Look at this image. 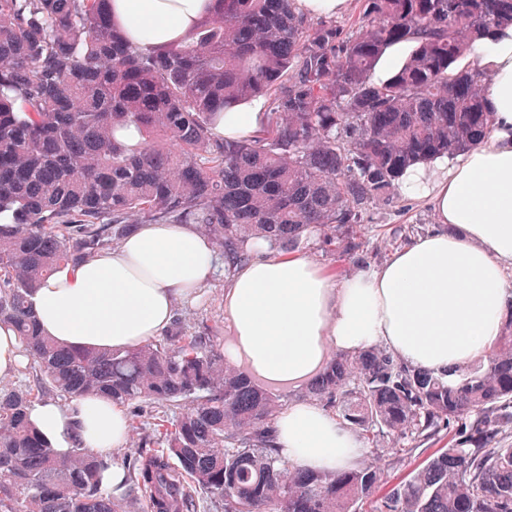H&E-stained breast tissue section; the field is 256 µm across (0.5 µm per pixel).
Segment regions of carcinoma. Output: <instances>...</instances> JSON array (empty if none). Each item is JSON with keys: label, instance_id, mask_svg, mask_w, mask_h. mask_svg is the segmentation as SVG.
Here are the masks:
<instances>
[{"label": "carcinoma", "instance_id": "1", "mask_svg": "<svg viewBox=\"0 0 512 512\" xmlns=\"http://www.w3.org/2000/svg\"><path fill=\"white\" fill-rule=\"evenodd\" d=\"M109 0H0V324L25 346L43 395L180 409L167 447L126 466L127 497L102 486L112 459L60 458L29 421L36 395L0 388V512H512V323L453 378L381 346L338 353L306 396L375 443L347 471L289 470L276 447L282 395L182 330L127 350L76 349L41 334L30 299L51 274L110 246L138 216L198 224L227 270L313 245L358 252L361 226L404 202L399 183L437 155L487 143V75L457 62L512 27V0H361L360 29L312 20L295 0H212L183 42L155 52L105 21ZM414 40L386 84L373 65ZM265 96L247 139L218 113ZM135 126L139 143L122 133ZM448 433V447L379 498L389 451Z\"/></svg>", "mask_w": 512, "mask_h": 512}]
</instances>
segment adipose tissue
<instances>
[{
    "instance_id": "adipose-tissue-1",
    "label": "adipose tissue",
    "mask_w": 512,
    "mask_h": 512,
    "mask_svg": "<svg viewBox=\"0 0 512 512\" xmlns=\"http://www.w3.org/2000/svg\"><path fill=\"white\" fill-rule=\"evenodd\" d=\"M210 0H109L115 28L146 51L187 37L210 14ZM466 65L486 71L495 114L489 145L415 168L407 190H426L432 230L381 267L335 281L301 256L254 255L224 291L233 340L227 362H245L273 386L314 377L332 351L379 344L408 365L435 374L467 367L496 342L512 310V30L478 43ZM265 103L220 115L218 136L254 135ZM210 242L189 224H141L114 249L66 267L38 288L31 308L43 335L74 347L123 349L165 333L176 300H189L213 274ZM29 418L60 456L81 446L106 455L129 437L126 414L107 398L32 405ZM282 458L334 472L364 450L334 415L311 402L289 407L276 425Z\"/></svg>"
}]
</instances>
